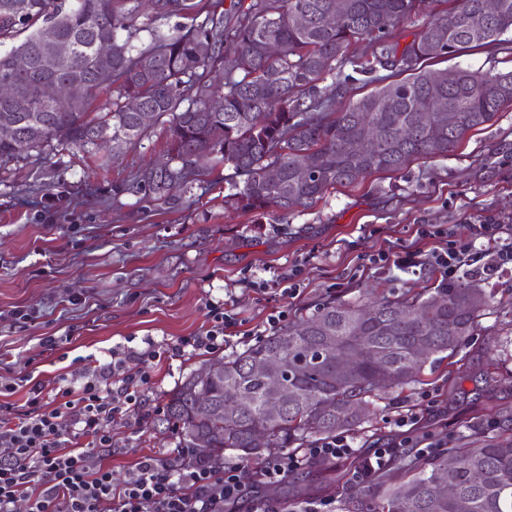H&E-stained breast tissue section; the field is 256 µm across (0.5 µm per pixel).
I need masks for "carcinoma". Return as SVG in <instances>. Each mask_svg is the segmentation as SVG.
Returning a JSON list of instances; mask_svg holds the SVG:
<instances>
[{
	"label": "carcinoma",
	"instance_id": "cac0c4a2",
	"mask_svg": "<svg viewBox=\"0 0 512 512\" xmlns=\"http://www.w3.org/2000/svg\"><path fill=\"white\" fill-rule=\"evenodd\" d=\"M149 2L156 14L190 16L195 23L172 40L153 38L135 50L132 41L147 30L136 25L142 0H0V45L18 39L0 51V78L37 97L30 119L0 100V122L15 124L14 139H0V162L53 140L98 149L90 132L99 126L128 145L151 127L166 124V165L142 171L138 189L167 197L189 183L197 161L219 154L231 170L225 178L231 189L225 204L259 218H286L338 187L401 171L416 159L446 156L512 106V92L501 91L505 85L512 89V71L484 75L457 67L455 82L439 87L427 68L432 59L501 41L512 31V0H502L501 11L478 36L469 31L465 17L480 11L482 0H454L452 9L430 12L427 0H346L344 17L331 27L322 19L336 9V0H230L220 13L204 0ZM296 10L307 15L306 26L290 24ZM423 14L419 36L399 48L392 30ZM46 26L83 47L77 105L67 98L50 105L39 98L47 73L70 68L45 53L41 32ZM100 31L112 35L116 45L113 99L111 107L91 112L90 96L99 83L89 47ZM367 37L377 44L368 71L390 70L394 80L335 112L334 100L320 94L319 84L336 76V64L347 62L349 47ZM269 42L280 46L275 58L266 54ZM19 55L31 59L30 71H13ZM215 94L224 99L219 112L207 109ZM132 97L151 112L149 122L127 110L126 100ZM436 97L448 106V122L427 130L414 114L429 111ZM366 126L377 134V155L344 153L343 144L359 138ZM305 157L313 169L300 180L296 170ZM271 166L280 173L275 184L265 179ZM490 304L483 289L461 284L379 300L378 318L368 323L361 321L359 302L327 301L225 357L223 372L205 381L200 372L190 373L168 394L163 421L177 431L180 447L221 458L226 451L242 458L261 456L253 439L258 429L269 448L351 431L364 420L356 406L385 398L373 380L375 365L389 369L392 389L428 383L426 367L442 362L446 352L461 350ZM420 344L426 353L415 358L413 349ZM353 345L368 355L354 369L342 371L337 359ZM274 353L291 374L288 383L296 398L272 412L267 377L252 367ZM200 387L210 404L195 399ZM450 458L456 461L451 468ZM340 512H512V432L441 448L418 466L400 454L365 488L342 499Z\"/></svg>",
	"mask_w": 512,
	"mask_h": 512
}]
</instances>
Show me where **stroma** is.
Here are the masks:
<instances>
[{
  "label": "stroma",
  "mask_w": 512,
  "mask_h": 512,
  "mask_svg": "<svg viewBox=\"0 0 512 512\" xmlns=\"http://www.w3.org/2000/svg\"><path fill=\"white\" fill-rule=\"evenodd\" d=\"M370 53L364 40L349 48L345 94H337L333 80L323 82L337 106L379 87L365 71ZM431 66L512 71V34ZM168 137L158 125L115 150L94 153L54 142L0 163V419L13 421L26 411L32 384L51 399L76 358L102 366L114 346L142 351L154 343L156 358L138 363L151 377L144 401L130 421L112 430L114 452L106 463L117 484L134 475L142 456L178 445L162 420L168 393L191 370L254 344L272 310L286 311L293 322L332 297L354 301L434 290L440 285L434 270L367 272L364 258L399 245L432 251L438 242L418 237L422 224L445 225L461 239L474 224L512 225V106L448 156L420 158L402 171L336 188L283 221L225 206L228 170L215 156L199 162L195 180L168 198L137 191L136 175L165 161ZM294 270L298 291L276 289L275 281ZM472 282L495 304L463 350L465 373L440 366L430 384L436 404L428 409L420 407L418 390L388 391L351 433L362 453L395 442V416L414 405L420 408L411 433L416 440L426 434L444 442L484 438L512 427V270ZM215 304L233 318L223 351L173 353L172 344L203 331ZM18 310L31 317L26 328L15 321ZM47 336L57 337V344H44ZM461 417L470 429L457 426ZM324 479L307 467L268 496L281 512H299L305 488Z\"/></svg>",
  "instance_id": "35a3bbf8"
}]
</instances>
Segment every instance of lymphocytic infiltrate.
Wrapping results in <instances>:
<instances>
[{"label":"lymphocytic infiltrate","mask_w":512,"mask_h":512,"mask_svg":"<svg viewBox=\"0 0 512 512\" xmlns=\"http://www.w3.org/2000/svg\"><path fill=\"white\" fill-rule=\"evenodd\" d=\"M421 234L441 239L442 247L428 255L407 246L382 250L371 256L370 267L411 273L431 268L451 287L475 267L512 266V226L475 224L464 240L438 225H424ZM140 358L134 351L113 353L111 363L60 387L51 407L32 388L27 412L0 421V446L8 450L0 458V512H15L21 498L28 499L30 512H237L245 494L238 464L177 447L142 457L135 476L116 484L111 468L93 461V453L111 455L113 427L142 404L150 376L135 368ZM357 453L348 436L321 438L267 459L254 485L268 488L309 463Z\"/></svg>","instance_id":"lymphocytic-infiltrate-1"}]
</instances>
